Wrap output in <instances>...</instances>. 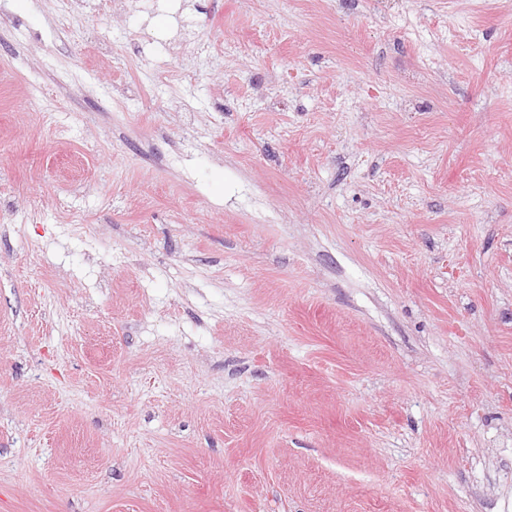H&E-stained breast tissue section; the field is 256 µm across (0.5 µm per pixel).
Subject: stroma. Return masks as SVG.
Instances as JSON below:
<instances>
[{"label":"stroma","instance_id":"stroma-1","mask_svg":"<svg viewBox=\"0 0 512 512\" xmlns=\"http://www.w3.org/2000/svg\"><path fill=\"white\" fill-rule=\"evenodd\" d=\"M0 0V512H512V0Z\"/></svg>","mask_w":512,"mask_h":512}]
</instances>
